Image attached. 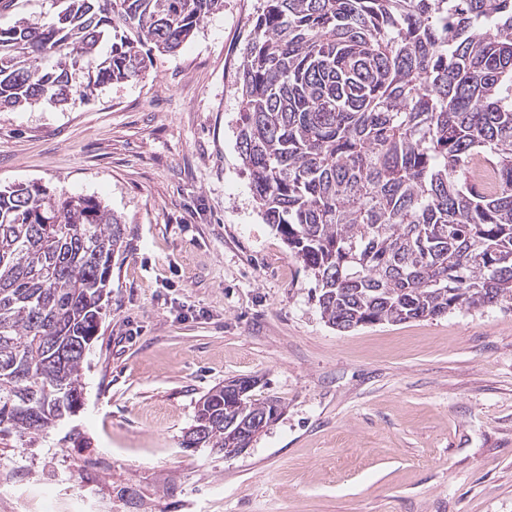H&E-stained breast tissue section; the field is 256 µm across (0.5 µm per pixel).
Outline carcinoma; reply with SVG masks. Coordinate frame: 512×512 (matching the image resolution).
Instances as JSON below:
<instances>
[{
  "label": "carcinoma",
  "instance_id": "cac0c4a2",
  "mask_svg": "<svg viewBox=\"0 0 512 512\" xmlns=\"http://www.w3.org/2000/svg\"><path fill=\"white\" fill-rule=\"evenodd\" d=\"M0 26V112L139 79L223 0H58ZM239 67L240 157L326 323L512 303V0H265ZM125 224L94 196L0 189V440L82 405ZM203 395L184 447L276 400Z\"/></svg>",
  "mask_w": 512,
  "mask_h": 512
}]
</instances>
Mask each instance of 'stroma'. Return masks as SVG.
Instances as JSON below:
<instances>
[{
    "label": "stroma",
    "instance_id": "stroma-1",
    "mask_svg": "<svg viewBox=\"0 0 512 512\" xmlns=\"http://www.w3.org/2000/svg\"><path fill=\"white\" fill-rule=\"evenodd\" d=\"M264 0H224L148 75L0 112V187L121 217L84 403L0 447V512H512V306L343 332L266 224L236 145ZM255 378L244 452L186 448L199 398Z\"/></svg>",
    "mask_w": 512,
    "mask_h": 512
}]
</instances>
